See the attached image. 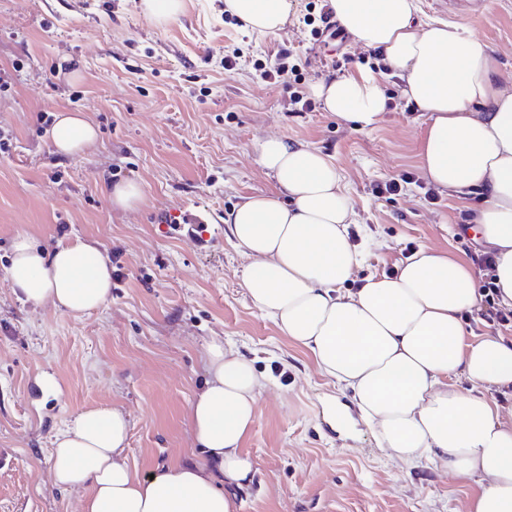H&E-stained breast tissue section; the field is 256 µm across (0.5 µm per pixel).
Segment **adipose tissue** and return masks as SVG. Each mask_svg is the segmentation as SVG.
I'll list each match as a JSON object with an SVG mask.
<instances>
[{"mask_svg":"<svg viewBox=\"0 0 512 512\" xmlns=\"http://www.w3.org/2000/svg\"><path fill=\"white\" fill-rule=\"evenodd\" d=\"M329 2L356 43L383 55L407 101L427 113L426 178L481 193L477 232L494 253L500 303L512 308V88L501 84L491 49L462 25L417 23L416 0ZM290 7V0H224L227 12L259 34L282 30ZM312 93L326 111L362 128L387 105L380 76L370 72L316 82ZM96 138L82 113L56 115L58 154L82 152ZM257 151L276 190L245 199L224 219L228 237L251 259L243 277L251 302L323 375L351 390L389 458L408 468L426 460L463 479L487 476L472 512H512V422L483 393L512 387V343L468 340L460 315L480 301L471 270L422 248L398 274L371 275L346 289L365 250L349 237L354 212L332 158L285 136L259 141ZM13 251L10 280L26 301L79 315L112 297V268L91 241L48 253L21 237ZM207 369L189 419L215 471L185 462L137 476L123 459L126 414L92 408L55 437V483L91 488L83 512H237L224 487L252 478L241 444L266 380L219 339L207 347ZM455 376L464 386L452 384Z\"/></svg>","mask_w":512,"mask_h":512,"instance_id":"1","label":"adipose tissue"}]
</instances>
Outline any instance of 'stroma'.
<instances>
[{
    "mask_svg": "<svg viewBox=\"0 0 512 512\" xmlns=\"http://www.w3.org/2000/svg\"><path fill=\"white\" fill-rule=\"evenodd\" d=\"M139 0H0V512H82L87 490H61L52 476L55 436L80 411L117 408L129 418L124 458L137 475L187 460L203 462L188 408L207 378L211 340L232 342L268 378L242 443L252 483L231 488L239 512H471L478 479L424 462L401 467L354 418L327 424L350 390L322 375L310 355L251 303L249 263L224 233V216L246 197L273 190L257 144L285 136L331 154L355 214L350 231L368 241L353 276L398 270L427 247L469 260L484 250L476 232L480 194L435 189L419 159L428 115L387 77L377 51L347 38L316 41L327 0H291L286 26L259 35L224 0H185L157 23ZM418 22L465 25L512 78V0H417ZM290 53L289 84L258 77L257 65ZM240 58L233 70L223 59ZM382 75L385 111L358 129L325 112L298 111L295 91L361 71ZM83 113L98 140L59 157L49 138L58 112ZM411 184L387 199L378 185L401 174ZM137 182L132 209L112 206L110 185ZM203 223L206 243L163 230L162 213ZM106 250L119 274L104 307L75 316L17 299L12 246L27 237L46 250L74 237ZM59 391L45 394L42 375Z\"/></svg>",
    "mask_w": 512,
    "mask_h": 512,
    "instance_id": "1",
    "label": "stroma"
}]
</instances>
